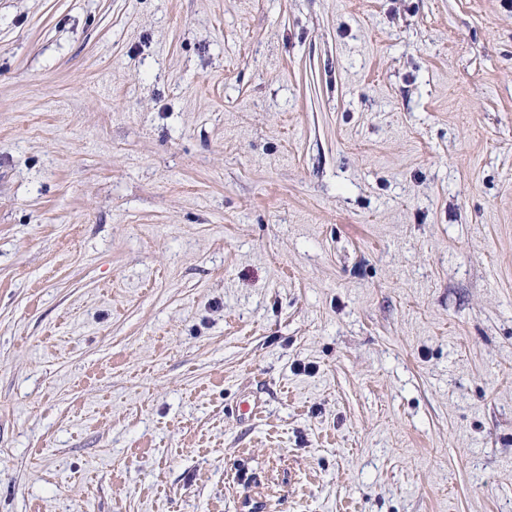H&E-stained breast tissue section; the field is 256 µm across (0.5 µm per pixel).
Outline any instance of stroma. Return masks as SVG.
<instances>
[{
  "instance_id": "stroma-1",
  "label": "stroma",
  "mask_w": 512,
  "mask_h": 512,
  "mask_svg": "<svg viewBox=\"0 0 512 512\" xmlns=\"http://www.w3.org/2000/svg\"><path fill=\"white\" fill-rule=\"evenodd\" d=\"M0 512H512V8L0 0Z\"/></svg>"
}]
</instances>
